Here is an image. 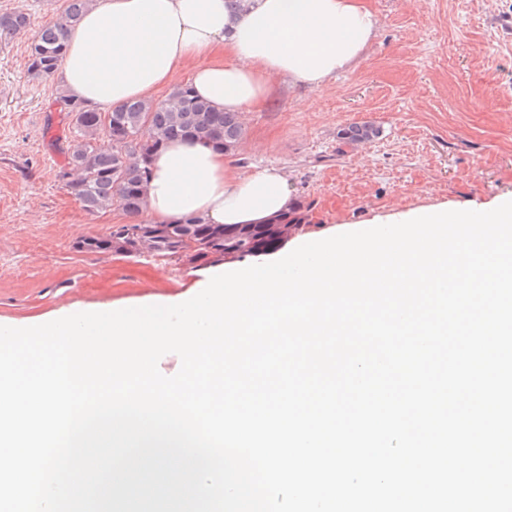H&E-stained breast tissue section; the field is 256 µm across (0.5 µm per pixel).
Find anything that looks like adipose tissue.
I'll list each match as a JSON object with an SVG mask.
<instances>
[{
  "label": "adipose tissue",
  "instance_id": "adipose-tissue-1",
  "mask_svg": "<svg viewBox=\"0 0 512 512\" xmlns=\"http://www.w3.org/2000/svg\"><path fill=\"white\" fill-rule=\"evenodd\" d=\"M377 20L362 0H95L72 29L60 77L94 108L151 99L177 72L221 112L267 104L272 77L320 87L361 60ZM146 209L164 224H259L292 204L287 176L237 174L222 151L176 140L152 159Z\"/></svg>",
  "mask_w": 512,
  "mask_h": 512
}]
</instances>
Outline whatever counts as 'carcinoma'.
<instances>
[{
    "label": "carcinoma",
    "instance_id": "obj_1",
    "mask_svg": "<svg viewBox=\"0 0 512 512\" xmlns=\"http://www.w3.org/2000/svg\"><path fill=\"white\" fill-rule=\"evenodd\" d=\"M93 0H64L58 19L41 28L28 46V73L49 77L58 70L72 28ZM30 26L28 13L0 14V32L17 34ZM57 111L78 131L64 149L59 179L90 213L120 208L127 216L102 236L77 242L81 252L127 257L148 255L175 260L192 269L233 262L247 255L273 252L303 227L297 206L266 224H209L197 217L171 224L143 218L154 153L175 138L193 139L227 154L235 152L246 127L238 112H216L188 84L164 99L131 100L104 114L60 91ZM380 130L369 122L338 132L342 143L365 144Z\"/></svg>",
    "mask_w": 512,
    "mask_h": 512
}]
</instances>
